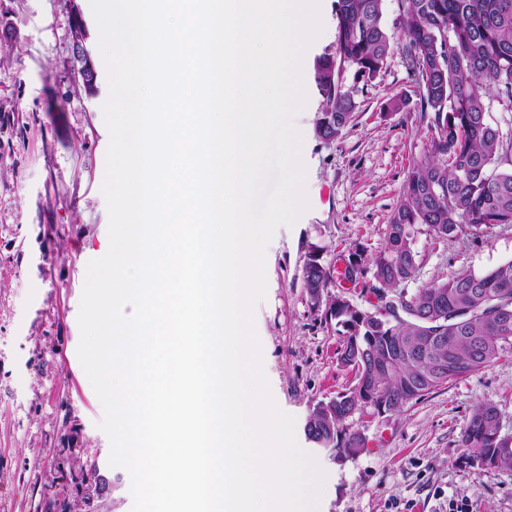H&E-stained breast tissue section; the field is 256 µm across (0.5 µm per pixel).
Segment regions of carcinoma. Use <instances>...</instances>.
<instances>
[{"mask_svg":"<svg viewBox=\"0 0 512 512\" xmlns=\"http://www.w3.org/2000/svg\"><path fill=\"white\" fill-rule=\"evenodd\" d=\"M398 26L383 20L384 0H336L333 49L314 64L322 98L315 130L335 140L353 121L359 95L402 45L420 106L433 113L430 156L408 171L399 205L386 225L384 248L371 267L350 263L333 273L317 260L302 268L310 301L321 302L337 278L371 274L375 297L395 292L405 317L383 318L381 305L359 308L336 296L330 308L344 329L341 363L358 382L337 397L342 409L315 408L307 439L358 454L357 432L339 424L348 412L382 405L395 412L454 379L491 366L512 344V260L483 273L461 271L405 294L397 287L418 270L413 228L438 240L469 230L512 224V130L489 121L491 101L512 112V0H400ZM346 79H334L339 63ZM492 404L477 407L460 433L462 458L485 472L512 467V440L498 432Z\"/></svg>","mask_w":512,"mask_h":512,"instance_id":"cac0c4a2","label":"carcinoma"}]
</instances>
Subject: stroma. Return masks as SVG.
Wrapping results in <instances>:
<instances>
[{
  "instance_id": "obj_1",
  "label": "stroma",
  "mask_w": 512,
  "mask_h": 512,
  "mask_svg": "<svg viewBox=\"0 0 512 512\" xmlns=\"http://www.w3.org/2000/svg\"><path fill=\"white\" fill-rule=\"evenodd\" d=\"M336 0H319L322 29L306 49L308 106L294 119L302 136L307 210L277 228L265 251L266 293L255 307L266 378L278 407L294 416L295 437L325 473L318 512H512V468L490 473L459 464V435L472 411L490 403L512 438V346L497 361L449 381L400 410L355 411L343 429L365 448L339 457L308 441L318 404L349 392L357 372L339 360L343 329L329 301L361 308L372 294L331 282L312 305L302 285L309 258L330 269L370 263L384 245L407 172L431 149V113L422 111L401 50L360 98L354 122L333 141L314 127L322 99L313 88L317 57L333 46ZM86 21V47L101 61L89 0H0V512H44L66 497L85 512L70 449H89L112 481L102 512H132L131 476L108 464L104 417L77 356L86 268L109 244L102 184L110 134L102 102L107 76L89 92L73 55V7ZM420 269L414 291L460 271L485 272L512 260V224L448 241L414 228Z\"/></svg>"
}]
</instances>
